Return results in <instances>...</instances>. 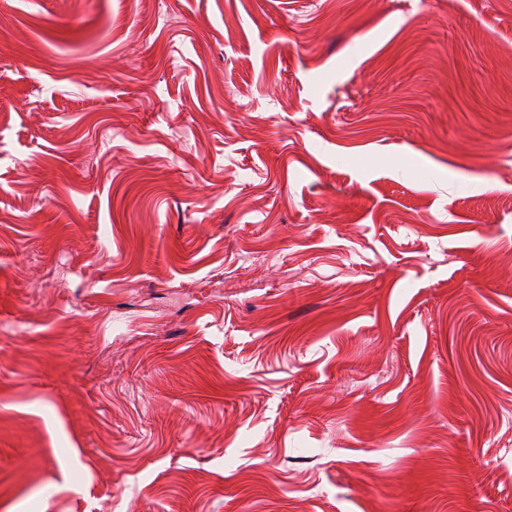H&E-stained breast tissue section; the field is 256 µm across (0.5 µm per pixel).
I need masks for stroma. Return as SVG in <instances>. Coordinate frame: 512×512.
<instances>
[{
	"instance_id": "1",
	"label": "stroma",
	"mask_w": 512,
	"mask_h": 512,
	"mask_svg": "<svg viewBox=\"0 0 512 512\" xmlns=\"http://www.w3.org/2000/svg\"><path fill=\"white\" fill-rule=\"evenodd\" d=\"M0 512H512V0H0Z\"/></svg>"
}]
</instances>
